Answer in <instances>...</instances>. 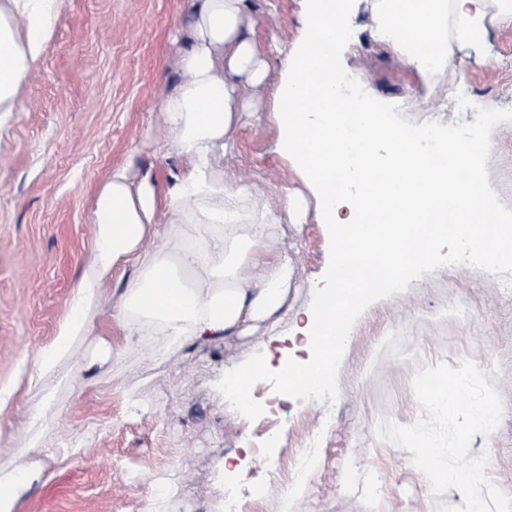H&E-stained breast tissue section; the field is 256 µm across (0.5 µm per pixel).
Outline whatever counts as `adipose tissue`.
Segmentation results:
<instances>
[{"label":"adipose tissue","mask_w":512,"mask_h":512,"mask_svg":"<svg viewBox=\"0 0 512 512\" xmlns=\"http://www.w3.org/2000/svg\"><path fill=\"white\" fill-rule=\"evenodd\" d=\"M64 4L0 0V112L15 110ZM188 7L193 23L179 57L182 83L162 108L167 145L188 164L165 199L177 227L158 229L150 176L134 182L127 169H113L96 200L94 247L70 313L40 363L41 375L57 386L69 384L61 367L101 312L105 284L129 262L138 273L112 312L130 343L156 360L186 341L255 330L279 335L288 311L294 263L287 252L268 248L283 214L253 205L251 183L217 170L234 148L239 82L258 85L267 77V64L243 29L247 0H188ZM449 17L458 25L451 41L443 34ZM493 22L512 24V0H383L372 30L403 64L436 55L450 66L459 53L479 52Z\"/></svg>","instance_id":"obj_1"}]
</instances>
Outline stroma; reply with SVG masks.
<instances>
[{"label":"stroma","mask_w":512,"mask_h":512,"mask_svg":"<svg viewBox=\"0 0 512 512\" xmlns=\"http://www.w3.org/2000/svg\"><path fill=\"white\" fill-rule=\"evenodd\" d=\"M243 26L267 60L265 84H242L247 108L235 148L219 164L254 184L260 204L294 197L298 223H283L271 250L291 256L297 288L290 312L310 305L329 263V235L304 172L281 146L275 91L288 75L287 49L304 36L306 0H250ZM376 0H357L341 62L374 98L419 124L474 122L477 108L512 109V25L490 26L480 58L434 74L401 64L370 33ZM187 0H67L15 111L0 113V463L34 485L14 512H224L236 491L244 512H437L411 452L378 439L381 422L422 415L411 383L418 369L472 360L504 407L496 430L476 435L470 457L488 454L490 479L512 497V293L485 271L440 268L370 305L354 323L341 360L336 423L322 430L326 405L266 391L253 409L225 407L223 380L250 362L253 336L185 343L151 364L130 347L122 363L100 358L125 332L110 311L77 349L74 387L57 392L43 440L26 442L40 397L39 358L54 343L93 246L96 197L113 169L151 171L166 194L185 170L176 150L161 154V106L180 84L189 39ZM466 82L471 108L453 99L435 112L421 102L432 83ZM489 178L512 209V121L491 134ZM469 308L468 319L448 315ZM320 436L317 464L294 480L289 461ZM278 444L265 448L268 437ZM264 454H257V447ZM236 456L238 469L223 470ZM268 493L256 499L254 485Z\"/></svg>","instance_id":"obj_1"}]
</instances>
